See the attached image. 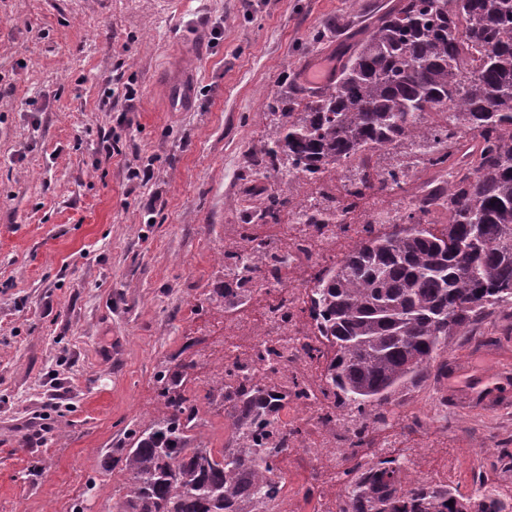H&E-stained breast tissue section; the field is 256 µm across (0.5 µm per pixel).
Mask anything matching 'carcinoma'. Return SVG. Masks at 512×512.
Returning a JSON list of instances; mask_svg holds the SVG:
<instances>
[{"mask_svg": "<svg viewBox=\"0 0 512 512\" xmlns=\"http://www.w3.org/2000/svg\"><path fill=\"white\" fill-rule=\"evenodd\" d=\"M454 101L451 127H428L432 111ZM257 164L264 181L247 188L262 207L245 224H280L288 197L279 174L316 182L341 162L402 139L419 138L427 168L448 170V224L435 233L415 213L405 227L369 237L319 278L313 299L321 335L333 348L327 380L340 406L359 419L389 403L406 381L428 371L448 337L470 332L494 307L512 309V0H398L316 95L274 96ZM471 144L469 171L455 172L453 148ZM234 276L208 306L241 295ZM193 360L157 372L163 415L128 430L112 453L125 478L117 512H255L275 508L271 475L288 451L275 425L281 397L255 385L208 377L204 399L220 391L240 409L231 450L210 455L196 444L197 400L186 395ZM391 458L354 465L338 512H507L446 484L404 481ZM453 505H447L448 501Z\"/></svg>", "mask_w": 512, "mask_h": 512, "instance_id": "1", "label": "carcinoma"}]
</instances>
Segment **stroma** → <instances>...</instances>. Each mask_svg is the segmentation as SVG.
<instances>
[{
    "instance_id": "35a3bbf8",
    "label": "stroma",
    "mask_w": 512,
    "mask_h": 512,
    "mask_svg": "<svg viewBox=\"0 0 512 512\" xmlns=\"http://www.w3.org/2000/svg\"><path fill=\"white\" fill-rule=\"evenodd\" d=\"M395 2L0 0V512H113L112 446L159 414L161 363L195 360L187 387L204 393L225 321L252 320L195 306L260 205L245 187L268 102ZM216 24L218 43L195 38ZM185 65L198 75L183 112L168 76ZM447 356L495 401L434 411L435 367L391 406L446 421L428 465L461 471V493L512 497V314L449 337Z\"/></svg>"
}]
</instances>
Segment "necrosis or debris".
<instances>
[{"mask_svg": "<svg viewBox=\"0 0 512 512\" xmlns=\"http://www.w3.org/2000/svg\"><path fill=\"white\" fill-rule=\"evenodd\" d=\"M359 187L355 173L327 176L311 186L288 179V245L266 243L256 272L244 274L252 294L264 301V315L248 343H240L232 328L224 330L225 381L257 382L279 393L302 383L309 390L276 414L280 431L294 436L291 457L277 460L276 512H336V480L357 451V422L328 395L311 295L318 278L356 245L410 210L394 189L388 204L355 215Z\"/></svg>", "mask_w": 512, "mask_h": 512, "instance_id": "1", "label": "necrosis or debris"}]
</instances>
